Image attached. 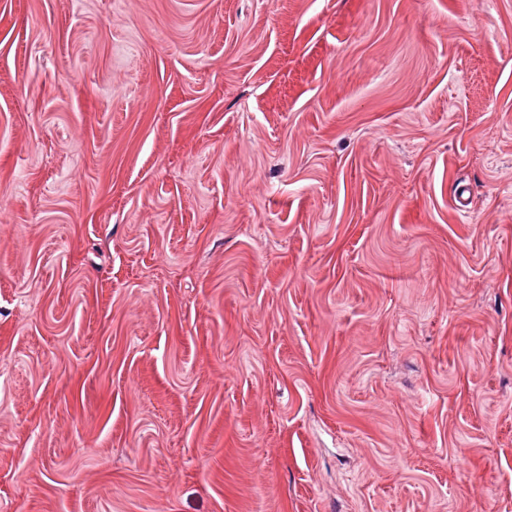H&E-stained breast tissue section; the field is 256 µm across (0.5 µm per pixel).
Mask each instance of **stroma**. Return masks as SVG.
<instances>
[{
    "instance_id": "35a3bbf8",
    "label": "stroma",
    "mask_w": 512,
    "mask_h": 512,
    "mask_svg": "<svg viewBox=\"0 0 512 512\" xmlns=\"http://www.w3.org/2000/svg\"><path fill=\"white\" fill-rule=\"evenodd\" d=\"M0 512H512V0H0Z\"/></svg>"
}]
</instances>
